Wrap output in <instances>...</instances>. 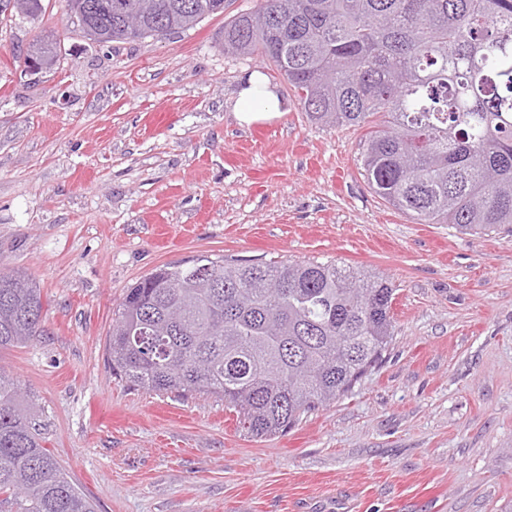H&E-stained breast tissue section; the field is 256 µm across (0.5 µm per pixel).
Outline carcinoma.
Masks as SVG:
<instances>
[{
  "instance_id": "1",
  "label": "carcinoma",
  "mask_w": 512,
  "mask_h": 512,
  "mask_svg": "<svg viewBox=\"0 0 512 512\" xmlns=\"http://www.w3.org/2000/svg\"><path fill=\"white\" fill-rule=\"evenodd\" d=\"M96 43L186 31L224 0H67ZM42 0H0L20 19ZM142 17L139 32L123 27ZM224 53L256 56L324 127L376 119L360 168L417 224L512 236V0H258L224 21ZM393 288L333 262L198 255L131 287L107 340L132 387L217 396L253 438L348 393L393 336ZM44 332L41 291L0 270V350ZM36 403L0 367V512H95L42 445Z\"/></svg>"
}]
</instances>
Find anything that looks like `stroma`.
Returning a JSON list of instances; mask_svg holds the SVG:
<instances>
[{
	"mask_svg": "<svg viewBox=\"0 0 512 512\" xmlns=\"http://www.w3.org/2000/svg\"><path fill=\"white\" fill-rule=\"evenodd\" d=\"M98 45L66 0L0 16V269L41 290L44 332L0 351L43 408L45 448L97 512H512V240L417 224L367 186V130L312 122L284 78L225 55L226 17ZM56 41L64 64L19 59ZM261 69L288 104L232 116ZM365 267L395 289L394 336L352 392L287 433L247 437L223 399L116 379L127 288L197 255Z\"/></svg>",
	"mask_w": 512,
	"mask_h": 512,
	"instance_id": "obj_1",
	"label": "stroma"
}]
</instances>
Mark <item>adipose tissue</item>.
Instances as JSON below:
<instances>
[{
    "label": "adipose tissue",
    "instance_id": "ef3b65f1",
    "mask_svg": "<svg viewBox=\"0 0 512 512\" xmlns=\"http://www.w3.org/2000/svg\"><path fill=\"white\" fill-rule=\"evenodd\" d=\"M287 104L261 70L244 74L236 92L232 111L235 121L243 127L269 123L282 117Z\"/></svg>",
    "mask_w": 512,
    "mask_h": 512
}]
</instances>
